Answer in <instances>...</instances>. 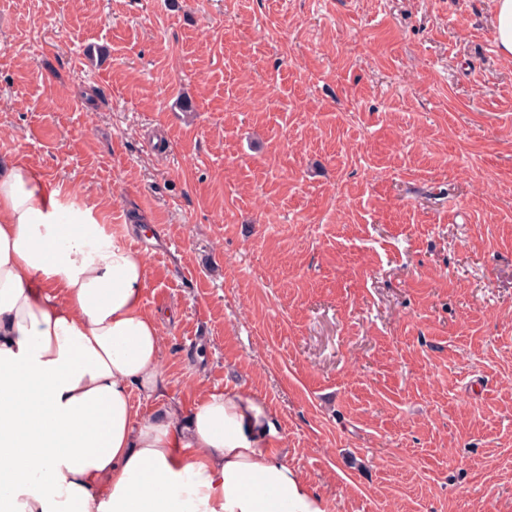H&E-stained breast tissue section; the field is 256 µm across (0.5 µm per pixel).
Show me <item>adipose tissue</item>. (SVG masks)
Listing matches in <instances>:
<instances>
[{
    "label": "adipose tissue",
    "mask_w": 512,
    "mask_h": 512,
    "mask_svg": "<svg viewBox=\"0 0 512 512\" xmlns=\"http://www.w3.org/2000/svg\"><path fill=\"white\" fill-rule=\"evenodd\" d=\"M145 280L91 206L0 159V512H325L255 396H168Z\"/></svg>",
    "instance_id": "ef3b65f1"
}]
</instances>
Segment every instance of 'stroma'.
Returning a JSON list of instances; mask_svg holds the SVG:
<instances>
[{
  "mask_svg": "<svg viewBox=\"0 0 512 512\" xmlns=\"http://www.w3.org/2000/svg\"><path fill=\"white\" fill-rule=\"evenodd\" d=\"M494 5L0 0V157L145 256L169 396L256 395L326 512H512Z\"/></svg>",
  "mask_w": 512,
  "mask_h": 512,
  "instance_id": "35a3bbf8",
  "label": "stroma"
}]
</instances>
